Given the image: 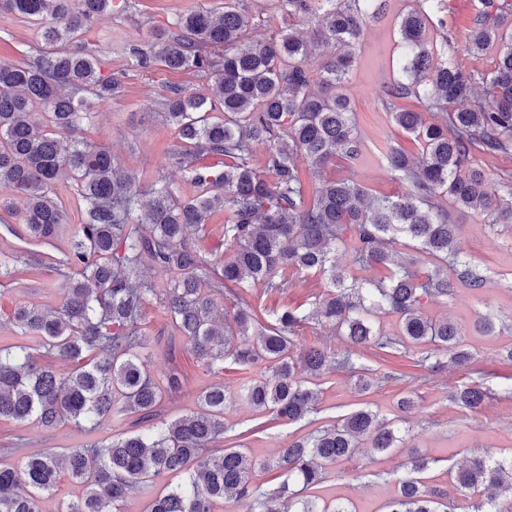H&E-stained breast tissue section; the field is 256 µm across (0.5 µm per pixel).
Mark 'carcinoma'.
<instances>
[{
	"label": "carcinoma",
	"mask_w": 512,
	"mask_h": 512,
	"mask_svg": "<svg viewBox=\"0 0 512 512\" xmlns=\"http://www.w3.org/2000/svg\"><path fill=\"white\" fill-rule=\"evenodd\" d=\"M288 17L314 22L312 40L293 31L265 36L239 0H224L215 15L202 8L155 32L132 48L143 67H194L211 78V89L193 93L173 85L157 103L182 149L173 161L190 170L198 194L183 199L169 186L144 189L119 172L112 154L79 137L91 101L119 93L122 76L102 78L96 59L66 45L85 34L115 0H0V10L40 25L48 50L17 65L0 61V184L25 198L20 221L29 238L49 244L66 223L56 199L59 183L73 181L86 203L85 222L71 233V248L59 265L72 272L59 307L20 304L13 312L19 334L35 339L38 357L23 345L0 348V419L36 423L45 429L62 421L94 428L112 417L131 418L130 429L101 443L52 449L19 465L0 461V512H42L60 470L83 487L81 497L58 512H123L126 502L147 491L162 473L184 475L182 483L158 491L143 512H215L226 500L248 512H353L338 500L306 495L356 449L383 454L404 444L401 428L368 408L288 442L271 458L248 454L241 445L220 448L224 410L230 396L216 383L197 396L201 410L162 418L166 396L180 392L177 373L154 379L139 329L145 305L155 300L170 318L174 335L159 336L169 352L177 343L207 370L230 361L259 366L261 377L241 389L259 412L285 424L314 412L315 381L342 372L367 390L369 368L358 349L374 347L400 358L417 349L415 367H467L472 356L452 320L432 321L421 312L425 298H454L458 289L487 285L483 268L458 256L455 212L475 213L487 224L512 221V181L489 190L473 153L512 155V0H479L465 48H496L493 70L465 73L447 54L456 39L439 16L442 0H417L399 25L405 54L404 78L386 85L382 106L394 123L422 145L419 158L385 144L395 178L407 186L397 196L368 197L357 180L326 182L308 195L300 164L322 168L360 154L352 133L350 103L337 89L348 79L369 23L382 13L381 0H281ZM440 48L427 44L429 31ZM333 46L336 55L313 64V51ZM319 84V90L311 89ZM435 112L427 123L423 113ZM257 145L267 147V174L252 163ZM204 156L223 168L196 167ZM224 211L228 260L208 258L189 242L211 215ZM410 246L431 268L420 273L414 260L399 261L396 246ZM354 266H379L383 279L358 283L340 263V249ZM169 275L161 294L144 280L146 266ZM325 278L327 289L308 313L284 308L257 324L247 303L230 318L217 319L211 295L259 284L268 293L288 287L287 271ZM398 317L397 336L378 334L373 310ZM313 322L335 328L350 346L338 351L327 338L297 347L295 329ZM69 365L59 372L48 362ZM489 390L461 385L450 401L480 411ZM429 461L412 456L386 473L397 495L383 512H452L448 492L431 487L422 474ZM275 470L280 482L263 487L258 471ZM472 512H512L500 505L512 494V455L478 458L451 475Z\"/></svg>",
	"instance_id": "obj_1"
}]
</instances>
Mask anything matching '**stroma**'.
<instances>
[{
    "instance_id": "35a3bbf8",
    "label": "stroma",
    "mask_w": 512,
    "mask_h": 512,
    "mask_svg": "<svg viewBox=\"0 0 512 512\" xmlns=\"http://www.w3.org/2000/svg\"><path fill=\"white\" fill-rule=\"evenodd\" d=\"M129 3V8L119 7L101 16L83 36L84 49L96 57L100 75L105 78L122 75L123 85L112 99L93 105L94 117L82 127L80 136L109 149L122 170L141 184L154 186L157 177L162 176L181 198L189 199L197 194L198 187L188 170L172 164L171 156L180 151L181 143L174 128L157 115L155 103L168 86L179 85L201 92L207 89L209 78L193 68H142L129 49L145 45L155 30L169 26L187 11L197 7L218 9L223 7L224 0H129ZM244 5L250 16L261 22V31L267 35L287 27L305 35L314 27L307 18H287L281 0H244ZM414 5L415 0H387L385 19L367 29L350 77L342 86L351 102L362 155L353 166L336 159L319 171L304 169L303 179L309 192H316L327 181L345 177L363 183L372 196L404 192V184L388 171L379 149L388 143L405 148L414 156L419 155L420 149L384 111L379 93L385 83L401 76L396 62L404 49L398 25L402 15ZM39 42L37 26L0 10V60L27 63L35 55ZM456 221L460 226L458 250L485 269L489 282L486 288L476 292L460 290L448 300H423L422 310L431 318H448L461 326L474 356L471 365L436 372L422 369L417 379L396 381L385 378L384 373L402 370V360L388 363L374 350H365L361 356L371 368L372 381L368 391H361L355 378L347 374L324 375L318 385L315 413L297 423L280 424L253 411L237 397L245 380L259 377L258 369L228 362L222 370L209 372L183 348L170 353L152 347L146 355L154 377L176 371L187 381L184 391L165 398L163 417L197 411V392L223 383L237 397L224 413L229 441L244 445L253 455L263 458L272 456L275 449L286 446L288 441L330 426L362 407L392 419L398 413V399L411 396L415 406L407 415L409 432L405 447L378 456L373 462L364 453H357L346 464L344 473L330 475L318 491L327 501L343 499L354 512H381L383 504L395 492L382 475L394 469L408 452L415 451L432 459L429 475L433 484L444 489L450 486L449 471L457 469L466 458L512 454V398L501 396L503 388L512 386V363L499 356L502 346L512 344V223L487 224L470 212L457 213ZM69 249V238H56L51 246L45 247L42 263L29 266L33 247L24 238L18 216H0V259L6 261L8 269L7 274L0 276V348L19 344L34 346V339L18 334L11 322L12 311L24 303L46 308L59 305L64 278L58 261ZM288 281V288L276 294L265 293L259 286L248 290L245 299L256 310L260 321H269L273 311L284 307L309 310L312 302L326 291L325 279L317 274L292 271ZM485 315L496 322L494 334H484L476 326L477 318ZM473 382L482 384L492 394L478 413L458 408L448 399L453 389ZM128 427L127 421L112 419L94 429L65 422L47 430L2 419L0 459L18 463L48 448L65 451L104 441Z\"/></svg>"
}]
</instances>
